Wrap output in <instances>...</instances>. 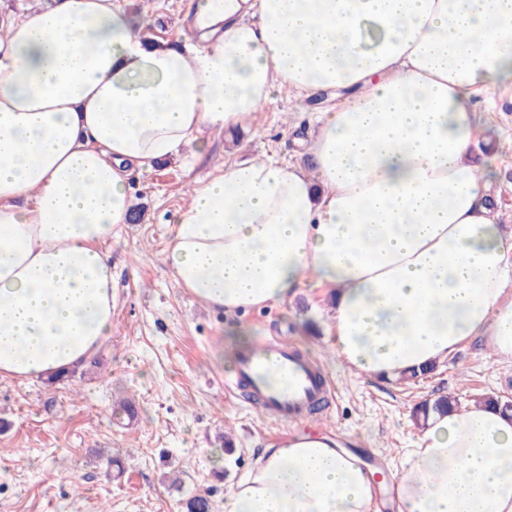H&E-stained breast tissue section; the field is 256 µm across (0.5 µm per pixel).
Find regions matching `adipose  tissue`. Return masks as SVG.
I'll return each instance as SVG.
<instances>
[{"label": "adipose tissue", "mask_w": 512, "mask_h": 512, "mask_svg": "<svg viewBox=\"0 0 512 512\" xmlns=\"http://www.w3.org/2000/svg\"><path fill=\"white\" fill-rule=\"evenodd\" d=\"M112 0L0 15V377L83 366L112 330L103 245L129 178L274 93L344 92L313 171L257 160L193 189L166 263L233 314L334 293L336 354L392 381L489 338L512 363V237L476 164L480 99L512 87V0H224L200 44L142 41ZM398 512H512V413L430 414ZM373 470L335 439L261 449L224 512H378Z\"/></svg>", "instance_id": "1"}]
</instances>
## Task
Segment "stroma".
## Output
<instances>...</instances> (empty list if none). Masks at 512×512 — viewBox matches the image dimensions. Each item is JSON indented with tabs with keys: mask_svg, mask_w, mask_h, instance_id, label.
Segmentation results:
<instances>
[{
	"mask_svg": "<svg viewBox=\"0 0 512 512\" xmlns=\"http://www.w3.org/2000/svg\"><path fill=\"white\" fill-rule=\"evenodd\" d=\"M140 18L157 40L190 43L181 28L190 0H112ZM321 95H273L251 121L202 134L201 154L186 150L130 181L136 221L106 244L116 302L112 332L94 363L66 379H0V512H184L187 499L207 495L224 512L227 487L243 477L264 447L299 431L341 436L354 452L393 477L404 471L421 427L416 408L448 395L461 405L489 395L512 398V366L496 362L486 340L464 344L431 373L391 382L356 374L335 353L329 331V288L308 280L280 305L227 314L197 303L166 264L175 218L192 188L225 164L292 162L312 169L296 137L316 112L335 106ZM493 194L501 229L512 235V102L488 113ZM285 336L312 356L333 385L330 414L298 424L276 423L259 406L224 391L240 347ZM136 402L137 421L119 423L121 405Z\"/></svg>",
	"mask_w": 512,
	"mask_h": 512,
	"instance_id": "stroma-1",
	"label": "stroma"
}]
</instances>
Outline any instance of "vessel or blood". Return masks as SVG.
I'll use <instances>...</instances> for the list:
<instances>
[{
  "instance_id": "1",
  "label": "vessel or blood",
  "mask_w": 512,
  "mask_h": 512,
  "mask_svg": "<svg viewBox=\"0 0 512 512\" xmlns=\"http://www.w3.org/2000/svg\"><path fill=\"white\" fill-rule=\"evenodd\" d=\"M224 389L232 395L247 392L257 397L265 416L276 422L308 417L329 392L315 364L281 337L243 352Z\"/></svg>"
}]
</instances>
